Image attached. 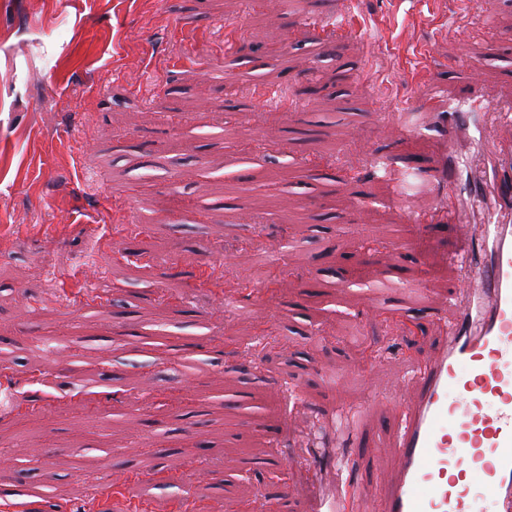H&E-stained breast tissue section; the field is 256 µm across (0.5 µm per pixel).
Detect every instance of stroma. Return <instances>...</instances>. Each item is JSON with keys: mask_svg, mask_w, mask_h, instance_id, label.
<instances>
[{"mask_svg": "<svg viewBox=\"0 0 512 512\" xmlns=\"http://www.w3.org/2000/svg\"><path fill=\"white\" fill-rule=\"evenodd\" d=\"M348 2L376 47L346 34L318 61L303 20L331 0H308L302 15L280 0H0V226L20 227L0 240V348L28 360L0 375V403L15 404L0 416V470L36 467L48 490L0 495V512H113L124 476L145 478L161 451L180 472L209 459L195 512L246 501L304 512L312 488L290 464L305 450L270 448V437L360 404V433L382 445L356 478L390 473L402 402L392 381L426 357L436 318L453 319L458 270L427 252V288L412 303L426 331L404 335L411 312L374 288L386 263L416 278L399 206L383 181L363 203L334 181L331 145L361 143L346 170L366 174L396 148L364 114L447 110L467 55L486 98H512V5ZM228 51L258 81L209 68ZM371 63L383 82L362 76ZM256 153L277 161L249 164ZM356 212L360 223L340 230ZM274 242L286 265L258 266ZM245 277L250 300L225 310L226 288ZM40 336L66 339L57 365ZM257 336L270 339L249 355L259 375L239 382ZM161 371L188 407L160 406ZM296 384L294 415L273 394Z\"/></svg>", "mask_w": 512, "mask_h": 512, "instance_id": "obj_1", "label": "stroma"}]
</instances>
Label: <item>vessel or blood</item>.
<instances>
[{
  "instance_id": "b4317fda",
  "label": "vessel or blood",
  "mask_w": 512,
  "mask_h": 512,
  "mask_svg": "<svg viewBox=\"0 0 512 512\" xmlns=\"http://www.w3.org/2000/svg\"><path fill=\"white\" fill-rule=\"evenodd\" d=\"M512 102L472 89L435 113L444 134L437 186L456 198L463 173L454 143L463 130L482 139ZM493 213L475 223L483 200L468 194L454 212L450 253L463 271L451 292L459 317L443 326L427 359L401 383L407 398L394 418L395 464L379 487L347 482L317 512H512V160L489 174Z\"/></svg>"
}]
</instances>
